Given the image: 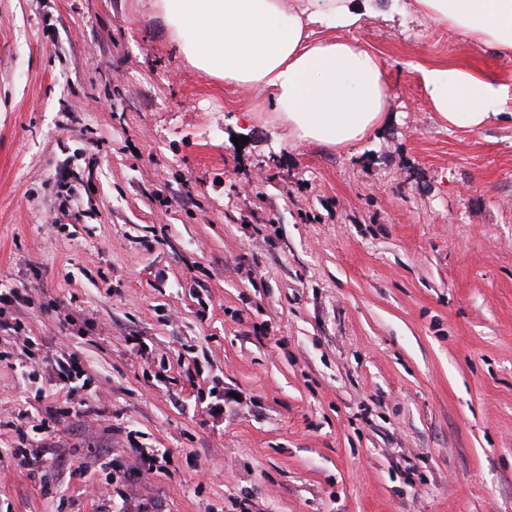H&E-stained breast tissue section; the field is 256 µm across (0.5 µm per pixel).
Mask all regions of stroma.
Here are the masks:
<instances>
[{"instance_id":"obj_1","label":"stroma","mask_w":512,"mask_h":512,"mask_svg":"<svg viewBox=\"0 0 512 512\" xmlns=\"http://www.w3.org/2000/svg\"><path fill=\"white\" fill-rule=\"evenodd\" d=\"M408 2L335 30L392 94L336 149L192 66L153 0H0V289L90 377L44 381L27 470L35 386L0 362V512H512V99L451 126L419 73L512 86V54Z\"/></svg>"}]
</instances>
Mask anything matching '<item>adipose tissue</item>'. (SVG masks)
<instances>
[{"mask_svg": "<svg viewBox=\"0 0 512 512\" xmlns=\"http://www.w3.org/2000/svg\"><path fill=\"white\" fill-rule=\"evenodd\" d=\"M189 62L237 87L257 88L299 142L357 144L385 121L391 94L382 58L336 36L323 20L357 25L350 0H156ZM415 12L496 52H512V0H410ZM432 111L477 130L512 88L448 65L421 67Z\"/></svg>", "mask_w": 512, "mask_h": 512, "instance_id": "adipose-tissue-1", "label": "adipose tissue"}]
</instances>
